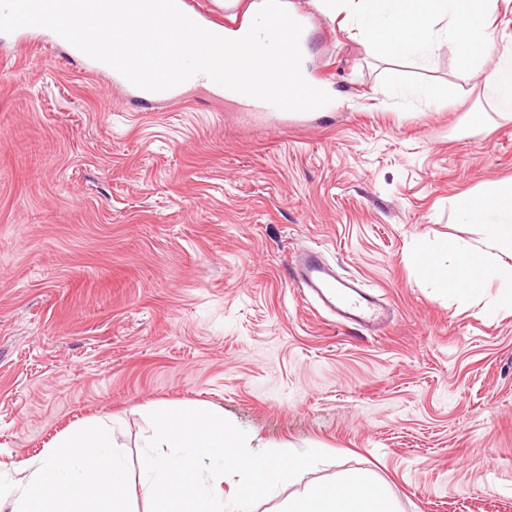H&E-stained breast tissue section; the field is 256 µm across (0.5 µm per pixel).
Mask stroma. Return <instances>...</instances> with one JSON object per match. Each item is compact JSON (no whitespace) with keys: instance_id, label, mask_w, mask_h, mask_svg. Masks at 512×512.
<instances>
[{"instance_id":"1","label":"stroma","mask_w":512,"mask_h":512,"mask_svg":"<svg viewBox=\"0 0 512 512\" xmlns=\"http://www.w3.org/2000/svg\"><path fill=\"white\" fill-rule=\"evenodd\" d=\"M292 2L309 78L344 102L275 122L205 89L145 108L50 30L0 33V481L100 419L137 469L154 408L199 407L254 445L331 454L254 512L357 472L397 512H512V312L487 318L415 259L473 237L457 195L512 182L498 59L380 58ZM406 82L437 95H390ZM316 245L391 305L384 332L302 299L290 264Z\"/></svg>"}]
</instances>
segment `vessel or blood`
Returning a JSON list of instances; mask_svg holds the SVG:
<instances>
[{"label": "vessel or blood", "mask_w": 512, "mask_h": 512, "mask_svg": "<svg viewBox=\"0 0 512 512\" xmlns=\"http://www.w3.org/2000/svg\"><path fill=\"white\" fill-rule=\"evenodd\" d=\"M137 99L145 104H179L183 101L181 87L164 91L134 89ZM298 284L337 323L344 327L374 329L388 319L390 307L378 296L370 293L363 282L355 277L337 275L322 255L309 251L294 262Z\"/></svg>", "instance_id": "vessel-or-blood-1"}]
</instances>
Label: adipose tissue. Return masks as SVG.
I'll use <instances>...</instances> for the list:
<instances>
[{"mask_svg": "<svg viewBox=\"0 0 512 512\" xmlns=\"http://www.w3.org/2000/svg\"><path fill=\"white\" fill-rule=\"evenodd\" d=\"M458 223L477 229L475 239H459L436 251L422 250L417 261L429 284L446 285L466 300L481 298L498 284L488 315L512 311V184L454 202ZM24 484L0 483V512H128L129 465L105 424L71 430L30 465ZM287 512H395L392 496L367 476L346 482L344 493L324 485L291 500Z\"/></svg>", "mask_w": 512, "mask_h": 512, "instance_id": "1", "label": "adipose tissue"}]
</instances>
